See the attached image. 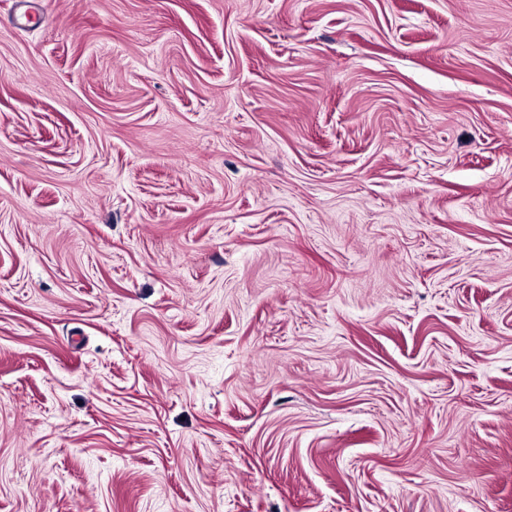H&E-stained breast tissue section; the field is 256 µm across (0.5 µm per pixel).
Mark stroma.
Returning <instances> with one entry per match:
<instances>
[{
    "instance_id": "1",
    "label": "stroma",
    "mask_w": 512,
    "mask_h": 512,
    "mask_svg": "<svg viewBox=\"0 0 512 512\" xmlns=\"http://www.w3.org/2000/svg\"><path fill=\"white\" fill-rule=\"evenodd\" d=\"M0 512H512V0H0Z\"/></svg>"
}]
</instances>
